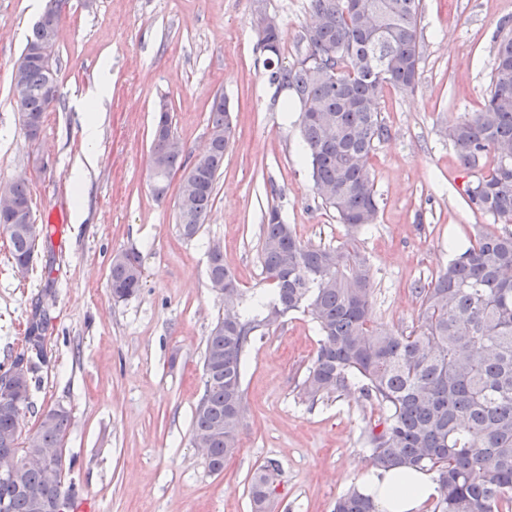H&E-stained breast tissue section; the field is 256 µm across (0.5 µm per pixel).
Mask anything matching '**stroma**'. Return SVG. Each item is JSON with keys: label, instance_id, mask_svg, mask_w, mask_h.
<instances>
[{"label": "stroma", "instance_id": "obj_1", "mask_svg": "<svg viewBox=\"0 0 512 512\" xmlns=\"http://www.w3.org/2000/svg\"><path fill=\"white\" fill-rule=\"evenodd\" d=\"M60 14V98L38 141L19 121L13 65L32 22L29 0H0V184L27 173L33 214L48 224L25 276L0 234V365L26 346L36 310H46V362L21 415L23 432L63 406L65 481L96 512H253L249 483L267 460L280 465L274 512H332L371 463L367 437L378 409L358 390L310 403L299 387L319 333L300 311L258 332L243 362L245 421L238 449L211 473L191 441L203 392L205 339L224 315L208 279V252L245 296L271 294L259 249L263 214L278 207L308 244L334 245L345 228L311 178L297 112L281 109L264 75L254 0H44ZM279 19L286 62L302 51L308 0H264ZM421 81L414 94L387 90L388 137L371 173L376 224L361 233L375 286L374 320L394 331L418 326L417 285L444 269L477 232H502L465 202L468 176L448 128L478 111L490 87L493 51L512 30V0H422ZM111 72L98 109V163L81 185L70 169L86 149L77 101L100 65ZM224 95L233 133L215 201L199 233L178 230V182L155 199L149 167L155 107L167 101L188 153L209 139V110ZM84 210L74 223L73 200ZM138 252L139 292L114 302L113 255Z\"/></svg>", "mask_w": 512, "mask_h": 512}]
</instances>
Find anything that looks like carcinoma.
Segmentation results:
<instances>
[{
    "mask_svg": "<svg viewBox=\"0 0 512 512\" xmlns=\"http://www.w3.org/2000/svg\"><path fill=\"white\" fill-rule=\"evenodd\" d=\"M316 34L306 31V52L283 63L279 30L263 60L270 85L285 91L300 109L301 137L314 188L346 228L332 245L304 243L268 208L262 228L260 259L274 285L275 300L257 297L236 323L220 318L206 337L204 388L192 421V442L209 448L210 472L224 471V459L238 448L244 427L242 358L253 337L273 325L279 314L302 310L315 323L320 339L302 385L315 402L353 388L380 412V430L370 433L372 467L432 472L440 495L432 512H512V231L479 233L432 281L414 288L419 299L418 328L408 334L377 327L373 320L374 283L369 258L357 235L376 223L377 193L370 161L387 135L382 116L385 91L412 93L421 79L419 35L421 0H309ZM59 15L36 21L13 67L27 95L17 107L33 122L28 140L39 138L44 115L58 100L48 96L56 81ZM207 150L190 166L186 151L168 150L174 136L168 104L157 108L150 159L161 160L162 177L153 190L162 197L178 171H191L199 187L178 196L181 235L194 238L214 202L216 183L232 127L224 97L210 106ZM460 163L473 176L466 188L468 206L512 224V36L498 43L490 90L479 111L448 129ZM17 205L30 216L18 224L0 214L13 263L34 256L30 228L46 237L49 225L36 224L28 183H10ZM208 278L227 281L233 294L224 310L239 307L242 293L224 266V254L210 248ZM139 254L116 253L110 263L112 298L124 301L142 286ZM40 364L29 368L15 396L28 407L30 386ZM21 412L0 406V448H17L21 466L15 480L0 483L6 512H35L43 493L46 465L28 461L60 448L70 415L62 406L40 414L36 429L23 434ZM278 463L269 460L250 480L253 512H267L269 489ZM333 512H377L372 498L356 487L336 499Z\"/></svg>",
    "mask_w": 512,
    "mask_h": 512,
    "instance_id": "carcinoma-1",
    "label": "carcinoma"
}]
</instances>
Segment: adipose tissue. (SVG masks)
Returning a JSON list of instances; mask_svg holds the SVG:
<instances>
[{"label": "adipose tissue", "mask_w": 512, "mask_h": 512, "mask_svg": "<svg viewBox=\"0 0 512 512\" xmlns=\"http://www.w3.org/2000/svg\"><path fill=\"white\" fill-rule=\"evenodd\" d=\"M110 82L108 69H101L95 83L80 98L86 110L82 136L90 147L99 139L96 109L107 98ZM356 486L359 492L373 499L378 512H420L424 502L438 494V486L432 474L423 471L401 474L375 469L361 475Z\"/></svg>", "instance_id": "obj_1"}]
</instances>
